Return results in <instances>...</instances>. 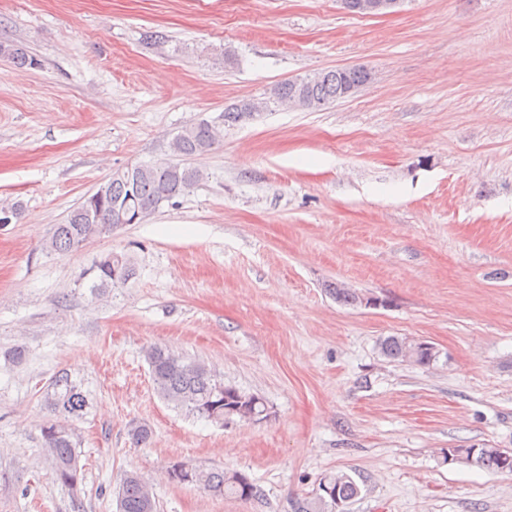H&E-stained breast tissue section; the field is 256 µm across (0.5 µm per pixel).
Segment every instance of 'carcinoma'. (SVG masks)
<instances>
[{
  "instance_id": "obj_1",
  "label": "carcinoma",
  "mask_w": 512,
  "mask_h": 512,
  "mask_svg": "<svg viewBox=\"0 0 512 512\" xmlns=\"http://www.w3.org/2000/svg\"><path fill=\"white\" fill-rule=\"evenodd\" d=\"M0 56L14 66L35 65L28 50L12 41H0ZM371 73L358 66L346 71L330 70L304 77L301 88L304 101L300 107L320 110L338 100L345 91L358 89L370 81ZM294 85L282 82L272 86L261 98L239 100L224 108L223 124L235 126L255 118L271 106L288 103ZM217 142L215 128L208 121L184 127L168 144L169 155L190 157L211 150ZM201 179L198 170L170 160L142 164L112 173L91 195L74 208L65 223L54 226L47 247L68 252L86 240L104 234L117 224H140L160 208L185 195ZM135 275V266L125 254L108 252L96 258L82 273L89 280L92 295L99 297L126 284ZM381 348L393 360L428 365L436 358L433 347L424 342H412L397 336L382 341ZM154 390L164 401L189 415L224 424V409L232 407L259 419L266 412L263 399L224 385L211 374L207 366L188 360L168 348L152 346L146 354ZM46 403L53 418L41 428L43 445L47 448L57 480L75 491L81 483V467L76 452L78 445L75 423L89 408V398L82 387L66 372L50 383ZM133 443L144 445L151 441L153 431L146 424H135L129 430ZM458 461L491 472H504L502 448L482 445L479 448H458ZM338 497L349 504L361 495V488L347 473L332 477ZM178 485H195L213 496H234L249 501L263 496V490L248 477L236 479V474L224 471H205L195 466L179 474ZM118 512H157L154 495L137 472L124 473L117 491ZM292 512H333V506L318 495L292 500Z\"/></svg>"
}]
</instances>
